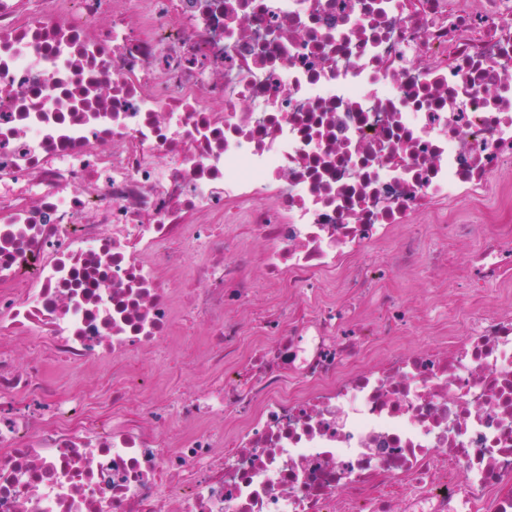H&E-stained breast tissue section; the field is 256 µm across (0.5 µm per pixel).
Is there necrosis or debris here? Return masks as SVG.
<instances>
[{
	"label": "necrosis or debris",
	"mask_w": 512,
	"mask_h": 512,
	"mask_svg": "<svg viewBox=\"0 0 512 512\" xmlns=\"http://www.w3.org/2000/svg\"><path fill=\"white\" fill-rule=\"evenodd\" d=\"M511 171L512 0H0V512H512ZM463 229L465 334L404 348L388 283ZM256 264L287 323L230 316ZM186 315L232 379L153 432L47 378H145ZM329 289H334L330 293L336 304L349 307L358 316L377 317L374 307L377 288H373V285L365 283L345 288Z\"/></svg>",
	"instance_id": "4bbe7bcc"
}]
</instances>
